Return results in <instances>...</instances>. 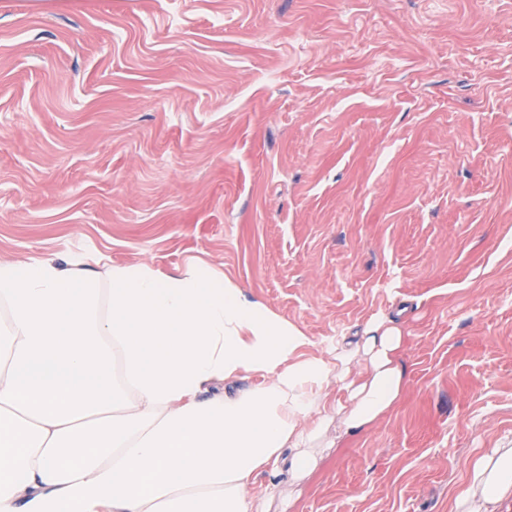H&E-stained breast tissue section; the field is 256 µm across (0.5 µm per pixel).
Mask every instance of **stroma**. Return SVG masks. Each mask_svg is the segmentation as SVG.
Wrapping results in <instances>:
<instances>
[{
    "label": "stroma",
    "instance_id": "stroma-1",
    "mask_svg": "<svg viewBox=\"0 0 512 512\" xmlns=\"http://www.w3.org/2000/svg\"><path fill=\"white\" fill-rule=\"evenodd\" d=\"M205 263L409 384L265 512H451L512 448V0H0V257Z\"/></svg>",
    "mask_w": 512,
    "mask_h": 512
}]
</instances>
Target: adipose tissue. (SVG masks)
I'll return each mask as SVG.
<instances>
[{"instance_id":"adipose-tissue-1","label":"adipose tissue","mask_w":512,"mask_h":512,"mask_svg":"<svg viewBox=\"0 0 512 512\" xmlns=\"http://www.w3.org/2000/svg\"><path fill=\"white\" fill-rule=\"evenodd\" d=\"M403 342L387 315L303 356L308 336L204 264L0 260V512H264L259 476L308 478L396 407ZM508 495L498 448L453 512Z\"/></svg>"}]
</instances>
